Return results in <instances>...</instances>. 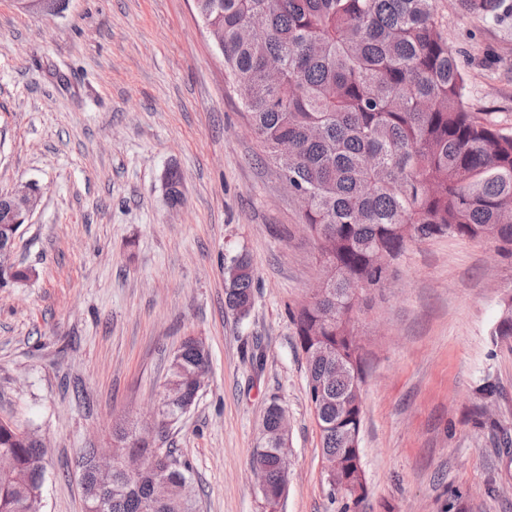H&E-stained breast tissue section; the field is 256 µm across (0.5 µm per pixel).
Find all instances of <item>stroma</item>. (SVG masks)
<instances>
[{"label":"stroma","mask_w":512,"mask_h":512,"mask_svg":"<svg viewBox=\"0 0 512 512\" xmlns=\"http://www.w3.org/2000/svg\"><path fill=\"white\" fill-rule=\"evenodd\" d=\"M433 8L469 110L511 133L512 14ZM21 183L40 199L13 248L33 274L0 287V420L47 448L42 512H84L77 461L115 421L150 432L187 336L211 370L167 445L199 512H265L251 460L273 402L291 463L278 512H338L289 316L320 256L193 0H68L57 15L0 0V194ZM242 250L257 281L244 318L224 303V263ZM395 269L357 319L359 512H512V337L491 334L512 258L441 237L408 244Z\"/></svg>","instance_id":"stroma-1"}]
</instances>
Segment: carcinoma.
Wrapping results in <instances>:
<instances>
[{"label":"carcinoma","mask_w":512,"mask_h":512,"mask_svg":"<svg viewBox=\"0 0 512 512\" xmlns=\"http://www.w3.org/2000/svg\"><path fill=\"white\" fill-rule=\"evenodd\" d=\"M433 0H199L224 43L250 127L288 189L307 198V226L323 263L336 267L324 298L291 312L307 357L308 395L326 458L356 471L354 434L361 429L350 397L364 382L363 359L349 336L359 302L347 290L381 288L409 242L436 237L492 240L512 258V133L470 114L463 77L443 39ZM481 18L504 13L506 0H463ZM276 62L281 80L266 83ZM293 152L282 157L283 140ZM225 305L241 317L254 300L250 255L240 251L224 267ZM512 336V297L491 331ZM210 371L205 342L184 338L168 368L178 402L163 404L182 418ZM282 407L264 416L261 449L252 465L265 470L267 512H277L284 480ZM112 448L152 456L153 443L128 424L112 429ZM46 449L35 435L0 421V512H41ZM165 477L168 499L152 498ZM88 512H195L186 465L150 464L129 479L112 475L104 491L88 475L82 486Z\"/></svg>","instance_id":"obj_1"}]
</instances>
